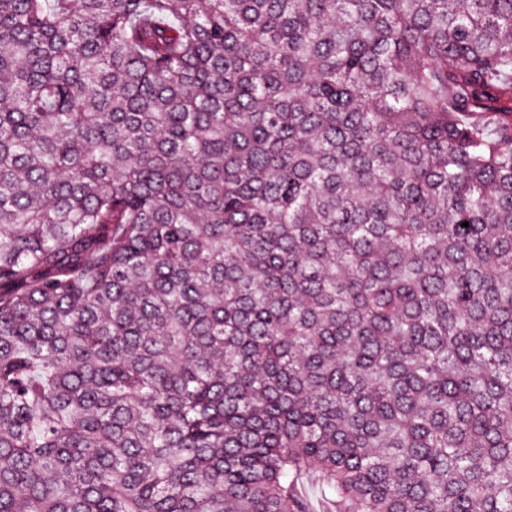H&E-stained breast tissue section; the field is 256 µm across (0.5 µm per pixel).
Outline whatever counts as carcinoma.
Returning <instances> with one entry per match:
<instances>
[{
	"mask_svg": "<svg viewBox=\"0 0 512 512\" xmlns=\"http://www.w3.org/2000/svg\"><path fill=\"white\" fill-rule=\"evenodd\" d=\"M502 112L512 0H0V512H512Z\"/></svg>",
	"mask_w": 512,
	"mask_h": 512,
	"instance_id": "1",
	"label": "carcinoma"
}]
</instances>
